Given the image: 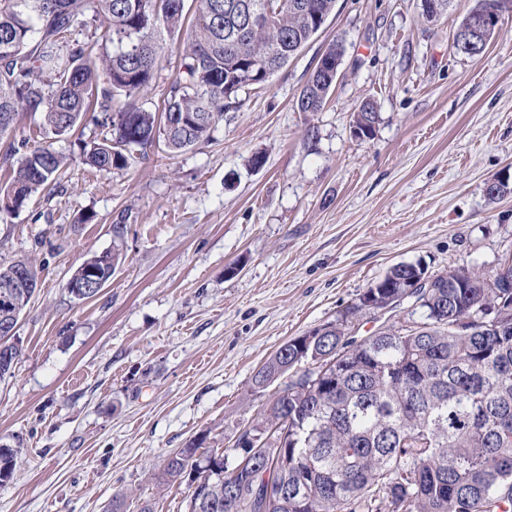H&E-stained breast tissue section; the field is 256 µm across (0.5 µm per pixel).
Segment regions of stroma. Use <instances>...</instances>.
I'll return each instance as SVG.
<instances>
[{
    "label": "stroma",
    "mask_w": 512,
    "mask_h": 512,
    "mask_svg": "<svg viewBox=\"0 0 512 512\" xmlns=\"http://www.w3.org/2000/svg\"><path fill=\"white\" fill-rule=\"evenodd\" d=\"M477 0L428 21L421 0H336L324 28L265 88L225 113L207 141L155 148L128 171L82 164L78 140L52 198L0 212V264L31 258L38 288L22 311V352L0 380V446L20 466L0 512H186L182 485L151 481L198 436L232 445L262 403L252 378L288 340L333 321L400 262L493 275L512 257V13L477 57L452 34ZM341 41L339 77L319 112L297 97L321 53ZM184 39L164 44L142 95L176 77ZM380 114L356 139L363 99ZM265 159L250 166L252 155ZM93 222L82 223L84 214ZM116 250L97 296L66 288L81 263Z\"/></svg>",
    "instance_id": "obj_1"
}]
</instances>
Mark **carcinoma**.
<instances>
[{
	"label": "carcinoma",
	"instance_id": "cac0c4a2",
	"mask_svg": "<svg viewBox=\"0 0 512 512\" xmlns=\"http://www.w3.org/2000/svg\"><path fill=\"white\" fill-rule=\"evenodd\" d=\"M186 0H0V138L22 116L41 114L43 142L9 145L11 179L0 187L16 214L39 194L51 197L67 165L50 140L89 119L96 137L84 164L128 170L153 143L171 152L209 138L242 95L265 87L318 33L316 18L335 0H266L250 23L244 0H197L185 25ZM185 32L178 74L152 109L138 102L157 76L166 39ZM297 98L300 112L323 109L332 85L327 60ZM374 102L363 100L353 123L376 131ZM420 262L391 266L347 306L319 338H292L258 369L262 394L328 347L344 358L322 377L278 386L255 423L230 448H203L199 436L152 474L158 487L186 483L188 512H512V284L448 267L424 288L408 319L370 336L352 333L362 314L406 294L427 276ZM462 321L467 331L452 328ZM281 422L255 467L236 471L248 433ZM18 465L0 448V481Z\"/></svg>",
	"mask_w": 512,
	"mask_h": 512
}]
</instances>
